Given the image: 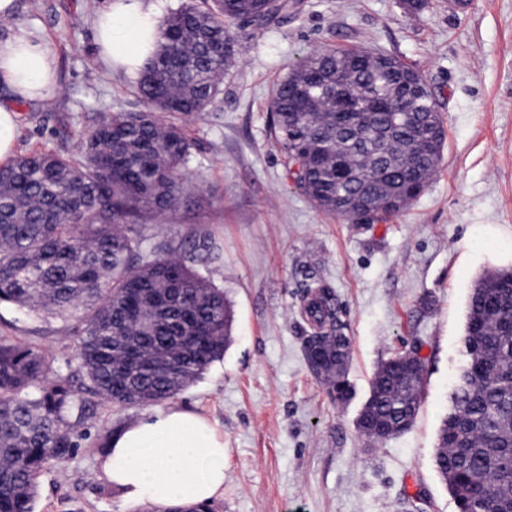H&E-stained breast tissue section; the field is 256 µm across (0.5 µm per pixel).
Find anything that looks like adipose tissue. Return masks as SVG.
I'll use <instances>...</instances> for the list:
<instances>
[{
    "label": "adipose tissue",
    "instance_id": "obj_1",
    "mask_svg": "<svg viewBox=\"0 0 512 512\" xmlns=\"http://www.w3.org/2000/svg\"><path fill=\"white\" fill-rule=\"evenodd\" d=\"M159 24L154 0H105L93 28L98 56L134 76L154 48ZM0 86L13 101L47 98L59 87L52 44L17 28L0 40ZM12 101V103H13ZM0 103V164L15 155L18 113ZM100 464L125 500L169 508L211 502L224 492V436L211 421L177 406L161 408L113 433Z\"/></svg>",
    "mask_w": 512,
    "mask_h": 512
}]
</instances>
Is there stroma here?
<instances>
[{
  "mask_svg": "<svg viewBox=\"0 0 512 512\" xmlns=\"http://www.w3.org/2000/svg\"><path fill=\"white\" fill-rule=\"evenodd\" d=\"M103 0H16L0 39L20 27L50 40L59 88L19 101L17 153H74L77 131L106 112L139 110L133 77L99 60L92 23ZM239 54L209 114L187 122L186 172L201 206L143 219L184 245L193 229L221 249L213 273L232 304L223 358L176 396L224 434V495L212 512H459L435 466L448 393L465 360L467 301L482 275L512 268V0H301L288 22L234 23ZM362 47L400 57L432 89L446 139L438 170L402 213L353 224L317 210L269 136L277 80L310 53ZM334 294L350 338L352 397L336 403L304 359L308 288ZM75 321L0 306V336L62 362ZM419 349L426 384L413 426L381 445L355 428L371 381L393 353ZM145 407L103 405L76 461L39 479L34 512H161L127 504L95 449Z\"/></svg>",
  "mask_w": 512,
  "mask_h": 512,
  "instance_id": "obj_1",
  "label": "stroma"
}]
</instances>
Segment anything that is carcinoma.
<instances>
[{
	"label": "carcinoma",
	"instance_id": "carcinoma-1",
	"mask_svg": "<svg viewBox=\"0 0 512 512\" xmlns=\"http://www.w3.org/2000/svg\"><path fill=\"white\" fill-rule=\"evenodd\" d=\"M296 0H185L160 24L156 52L134 85L137 112L101 117L76 135L71 156L30 152L0 167V304L26 316L74 319L80 334L65 373L47 380L42 352L0 336V512H34L44 470L64 467L105 403L160 405L224 355L233 312L210 266L220 248L197 231L187 248L139 224L146 213L200 204L184 173L192 143L182 122L223 93L238 51L230 25L288 20ZM415 67L386 53L324 48L273 87L270 135L312 204L346 221L398 193L412 171L433 175L445 143L436 101L411 93ZM512 269L488 273L468 298L467 361L448 393L435 466L461 512H512ZM314 327L304 353L324 336L313 370L329 396L347 380L349 337L329 289L304 307ZM417 352L396 353L376 372L356 420L374 444L410 429L425 369Z\"/></svg>",
	"mask_w": 512,
	"mask_h": 512
}]
</instances>
